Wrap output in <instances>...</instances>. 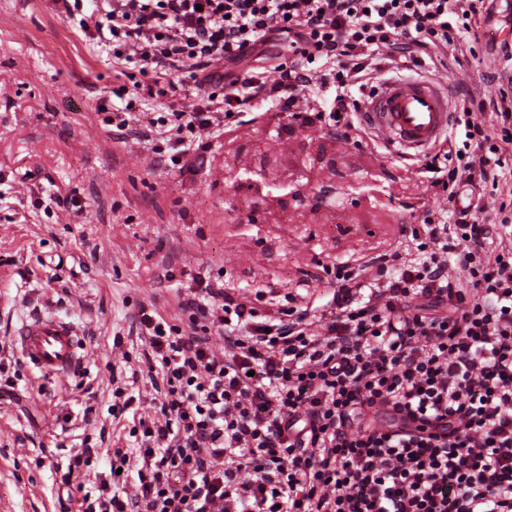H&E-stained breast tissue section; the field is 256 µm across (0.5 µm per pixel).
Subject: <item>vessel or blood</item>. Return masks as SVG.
<instances>
[{"label": "vessel or blood", "instance_id": "1", "mask_svg": "<svg viewBox=\"0 0 512 512\" xmlns=\"http://www.w3.org/2000/svg\"><path fill=\"white\" fill-rule=\"evenodd\" d=\"M451 114L440 85L430 80L385 82L367 104L365 123L379 139L412 157L428 151L447 132ZM14 345L24 362L56 377L77 372L84 342L77 325L54 314H36L20 324Z\"/></svg>", "mask_w": 512, "mask_h": 512}]
</instances>
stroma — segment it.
<instances>
[{
    "instance_id": "35a3bbf8",
    "label": "stroma",
    "mask_w": 512,
    "mask_h": 512,
    "mask_svg": "<svg viewBox=\"0 0 512 512\" xmlns=\"http://www.w3.org/2000/svg\"><path fill=\"white\" fill-rule=\"evenodd\" d=\"M489 7L480 38L436 74L449 96L500 95L487 75L505 66L499 44L512 31L505 0ZM141 79L49 0H0V361L36 310L76 321L86 344L78 373L20 364L13 396H0V512H66L57 481L71 452L91 448V469L103 472L108 450L136 446L134 414L116 420L108 408L116 375L130 380L137 412L161 401L131 377L140 303L180 325L181 296L220 277L263 315L289 295L322 306L335 289L326 267L399 247L402 226L448 206L426 193L416 161L357 131L286 133L282 112L242 113L190 169L169 167L115 141L98 110L124 107L113 88ZM60 194L78 210L57 206Z\"/></svg>"
}]
</instances>
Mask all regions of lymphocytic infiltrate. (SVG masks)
<instances>
[{"mask_svg":"<svg viewBox=\"0 0 512 512\" xmlns=\"http://www.w3.org/2000/svg\"><path fill=\"white\" fill-rule=\"evenodd\" d=\"M91 26L116 63L153 86L188 72L200 107L169 116L133 103L105 123L165 142L169 161L205 148L253 106L286 113L288 131L347 137L382 62L447 60L488 0H98ZM287 42L288 60L271 52ZM273 62L244 72L250 56ZM334 92L332 108L312 88ZM461 148L421 157L428 192L479 197L424 217L412 239L430 255L390 250L336 264L329 309L255 306L209 283L187 295V326L140 306L142 361L163 401L139 419L140 447L112 451L95 496L76 512H512V100L463 94ZM505 202L488 209L483 193ZM224 341L215 352L214 337ZM137 460L134 491L119 468Z\"/></svg>","mask_w":512,"mask_h":512,"instance_id":"1","label":"lymphocytic infiltrate"}]
</instances>
